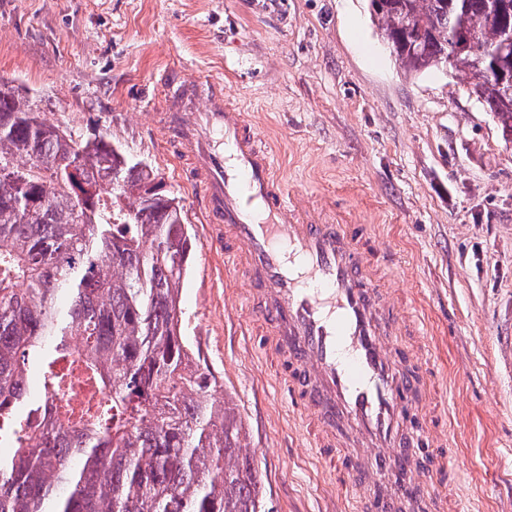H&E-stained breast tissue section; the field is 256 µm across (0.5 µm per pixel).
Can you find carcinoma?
<instances>
[{"instance_id": "obj_1", "label": "carcinoma", "mask_w": 512, "mask_h": 512, "mask_svg": "<svg viewBox=\"0 0 512 512\" xmlns=\"http://www.w3.org/2000/svg\"><path fill=\"white\" fill-rule=\"evenodd\" d=\"M404 72L450 68L512 133V0H370ZM161 181L0 78V512H264L244 425L183 336L192 241ZM80 337L102 397L50 398Z\"/></svg>"}]
</instances>
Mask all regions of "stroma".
<instances>
[{"instance_id":"obj_1","label":"stroma","mask_w":512,"mask_h":512,"mask_svg":"<svg viewBox=\"0 0 512 512\" xmlns=\"http://www.w3.org/2000/svg\"><path fill=\"white\" fill-rule=\"evenodd\" d=\"M222 80L300 212L372 228L379 286L426 324L429 417L451 406L470 512H512V143L464 73H404L368 0H0V78L75 135L146 162L180 201L193 240L184 334L235 405L269 512L344 505L276 394L263 324L153 129L161 73Z\"/></svg>"}]
</instances>
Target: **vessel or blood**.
<instances>
[{
    "label": "vessel or blood",
    "mask_w": 512,
    "mask_h": 512,
    "mask_svg": "<svg viewBox=\"0 0 512 512\" xmlns=\"http://www.w3.org/2000/svg\"><path fill=\"white\" fill-rule=\"evenodd\" d=\"M152 121L224 237L226 270L249 285L247 307L266 328L263 353L337 489L392 512L413 502L404 475L430 476L437 512H464L449 493L453 449L433 422L408 425L411 411H426L409 407L407 395L426 393L429 367L391 339L400 326L423 336L424 323L382 295L366 229L300 218L223 84L169 71Z\"/></svg>",
    "instance_id": "b4317fda"
}]
</instances>
